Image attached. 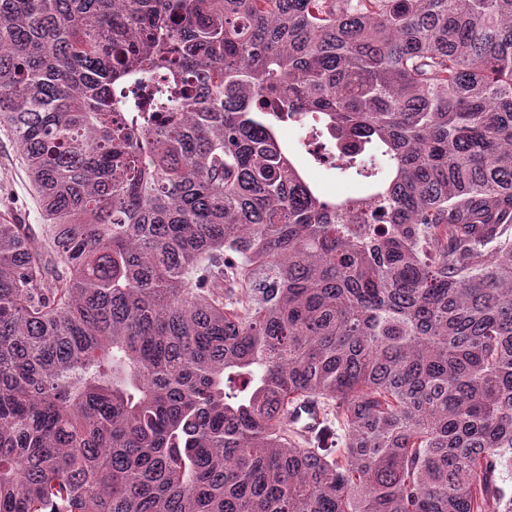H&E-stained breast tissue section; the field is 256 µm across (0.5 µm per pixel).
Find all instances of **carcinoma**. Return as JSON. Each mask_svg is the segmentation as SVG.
Returning <instances> with one entry per match:
<instances>
[{
  "mask_svg": "<svg viewBox=\"0 0 512 512\" xmlns=\"http://www.w3.org/2000/svg\"><path fill=\"white\" fill-rule=\"evenodd\" d=\"M0 132V512H512V0H0ZM0 217L17 224H41L40 209L21 165L16 143L0 135ZM293 155L296 166L315 182L324 196H356L361 192V184L357 180L342 176L328 167L314 165L300 144Z\"/></svg>",
  "mask_w": 512,
  "mask_h": 512,
  "instance_id": "cac0c4a2",
  "label": "carcinoma"
}]
</instances>
